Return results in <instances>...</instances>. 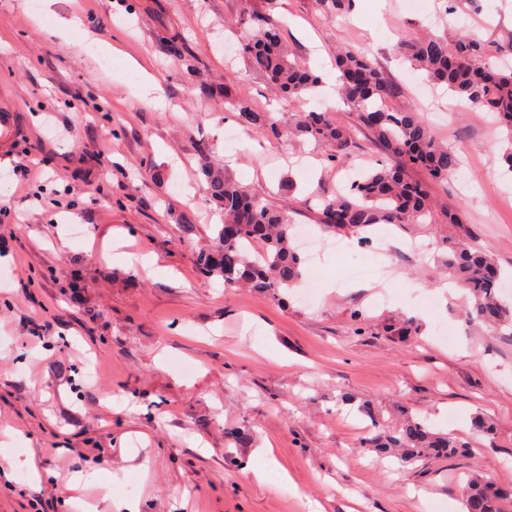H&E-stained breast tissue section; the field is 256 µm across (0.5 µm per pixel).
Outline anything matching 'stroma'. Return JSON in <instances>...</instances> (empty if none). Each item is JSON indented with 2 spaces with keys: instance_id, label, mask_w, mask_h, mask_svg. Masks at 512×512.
<instances>
[{
  "instance_id": "stroma-1",
  "label": "stroma",
  "mask_w": 512,
  "mask_h": 512,
  "mask_svg": "<svg viewBox=\"0 0 512 512\" xmlns=\"http://www.w3.org/2000/svg\"><path fill=\"white\" fill-rule=\"evenodd\" d=\"M265 0H0V512H462L460 485L477 469L512 482V335L465 317L466 292L441 291L436 244L448 238L492 255L512 284V177L495 156L501 137L485 113L457 109L395 50L426 30L496 38L512 32V0H355L349 18L310 0L273 11L295 56L337 76V45L351 46L421 112L463 158V176L428 182L436 214L460 224H376L322 232L320 201L349 167L393 165L352 132L341 167L311 145L245 129L225 95L277 112H328V95L277 100L235 52L240 17ZM79 18L84 36L51 35ZM179 36L195 68L175 59ZM110 55L89 52L84 37ZM232 179L321 234L298 289L273 299L225 288L196 265L220 221L205 192L199 141ZM295 180V192L283 184ZM191 234H184V225ZM121 243L134 263L112 259ZM155 258L152 274L137 262ZM376 258V271L351 276ZM413 324L414 333H388ZM369 402L388 423L409 414L471 443L461 460L406 466L359 447ZM483 412L492 435H475ZM237 429L246 446L228 438ZM276 460L265 481L248 474L257 451ZM287 470L291 485L281 481ZM112 485L96 483V473ZM70 501H63V488Z\"/></svg>"
}]
</instances>
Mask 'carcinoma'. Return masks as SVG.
Instances as JSON below:
<instances>
[{
    "instance_id": "obj_1",
    "label": "carcinoma",
    "mask_w": 512,
    "mask_h": 512,
    "mask_svg": "<svg viewBox=\"0 0 512 512\" xmlns=\"http://www.w3.org/2000/svg\"><path fill=\"white\" fill-rule=\"evenodd\" d=\"M355 0H315L326 16L346 14ZM265 13H251L245 21L242 53L252 68L262 72L279 96L301 101L322 86L321 76L291 57L282 40L269 0ZM397 52L422 71L435 88L474 110L495 114L506 133L500 161L512 172V68L499 66L498 59L512 52V37L485 42L473 35L453 39L426 35L400 40ZM339 72L336 92L358 123L389 155L404 162L402 167L379 165L358 173L350 184L322 199L321 221L325 228H361L374 224H461L454 211L436 220L429 202L427 185L412 180L405 167L426 170L431 180H446L460 166L456 151L435 137L421 113L388 105L398 88L389 83L372 62L355 50L336 52ZM224 109L239 122L265 139L288 136L326 150L323 160L333 164L347 153L352 143L348 126L327 112H297L287 132L271 112L254 107L245 99L224 95ZM201 171L212 202L224 212V223L210 250L201 255L202 271L224 282V287L246 286L274 298L294 287L301 279L302 260L291 246V225L284 215L224 171L211 166L208 148L200 146ZM442 255L450 281L467 292L466 317L477 324L503 333L512 330V305L500 292L501 269L485 252L472 251L455 241L442 240ZM370 419L368 433L360 448H372L382 455L397 450L404 464L414 465L428 457H466L471 448L451 436L434 432L424 421L410 417L399 426L382 430V417L370 403L362 404ZM463 512H509L512 485H502L479 474L471 475L461 487Z\"/></svg>"
}]
</instances>
